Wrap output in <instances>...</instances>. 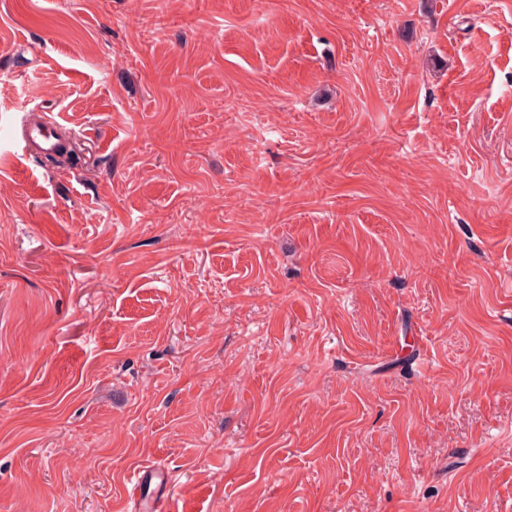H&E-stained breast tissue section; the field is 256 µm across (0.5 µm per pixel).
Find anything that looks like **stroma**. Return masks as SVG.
Returning <instances> with one entry per match:
<instances>
[{
    "label": "stroma",
    "mask_w": 512,
    "mask_h": 512,
    "mask_svg": "<svg viewBox=\"0 0 512 512\" xmlns=\"http://www.w3.org/2000/svg\"><path fill=\"white\" fill-rule=\"evenodd\" d=\"M511 285L512 0H0V512H512ZM61 124L54 118L43 115L35 123L24 127L22 134V155H57L65 143L60 137ZM155 481L157 484L156 496L148 498L145 504H141L140 510L147 512H167L168 494L160 491L170 483L169 473L166 469L157 468L154 466L144 467L132 476L131 483L134 485L135 490L139 489L143 484H149Z\"/></svg>",
    "instance_id": "35a3bbf8"
}]
</instances>
